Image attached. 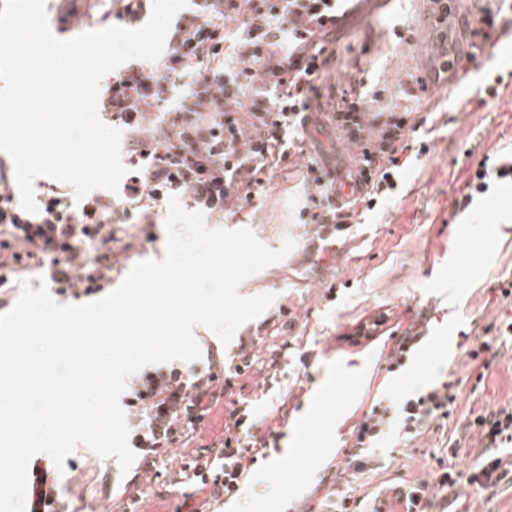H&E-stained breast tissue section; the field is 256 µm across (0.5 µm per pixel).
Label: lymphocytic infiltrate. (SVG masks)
Returning a JSON list of instances; mask_svg holds the SVG:
<instances>
[{
    "mask_svg": "<svg viewBox=\"0 0 512 512\" xmlns=\"http://www.w3.org/2000/svg\"><path fill=\"white\" fill-rule=\"evenodd\" d=\"M63 21H119L136 25L149 0H110L100 8L94 0H69ZM360 0H195L196 8L170 32L167 49L155 62L134 61L101 85L98 109L125 129L132 174L124 185L125 204L95 194L81 210H72L68 189L46 185L37 213H27L9 188L0 163V309L31 266L49 264L58 295L75 299L100 293L112 273L133 249L139 225L151 223L157 207L170 195H182L190 207L215 219L256 198L267 175L306 155L307 224H350L351 203L333 195L335 169L323 157L306 154L302 135L321 106L320 83L336 55V30L357 10ZM239 25L235 64L224 66V28ZM188 89L178 102L163 97V84ZM364 81L330 102V120L354 153L352 178L361 184L366 210L398 187L405 166L427 155V142L415 141L421 121L410 109L394 107L384 120L372 118ZM512 180V152L496 154L493 164H480L459 188L453 209L468 207L486 193L491 181ZM391 311L359 323L346 338L388 341L379 357L381 371L406 370L426 343L428 328L415 318L407 328L393 324ZM224 357L207 353L202 364L177 362L148 367L131 380L124 399L131 448L137 465L112 484V495L136 512L148 495L144 477L154 473L170 448L192 439L215 406L224 408V438L202 447L182 467L197 491L206 492L204 512H218L220 502L237 497L260 461L278 448L279 427L288 409L299 406L302 382L281 396L278 424L261 420L250 403L234 394L239 379L254 366L243 355L224 371ZM459 382L448 372L428 383H416L402 396L381 391L350 425L341 448L339 468L345 482H318L298 512H453L466 494L512 489V404L486 407L469 418L461 432L446 439L441 454L432 455L430 479H415L391 495L374 499L357 486L375 465L380 448L442 429L452 415ZM479 454L468 470L454 460L463 441Z\"/></svg>",
    "mask_w": 512,
    "mask_h": 512,
    "instance_id": "obj_1",
    "label": "lymphocytic infiltrate"
}]
</instances>
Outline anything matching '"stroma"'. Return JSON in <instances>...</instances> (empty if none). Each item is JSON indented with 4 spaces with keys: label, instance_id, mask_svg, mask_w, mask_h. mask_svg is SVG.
<instances>
[{
    "label": "stroma",
    "instance_id": "1",
    "mask_svg": "<svg viewBox=\"0 0 512 512\" xmlns=\"http://www.w3.org/2000/svg\"><path fill=\"white\" fill-rule=\"evenodd\" d=\"M432 7L433 0H371L336 33V59L327 82L342 87L364 79L377 94L376 112L407 106L427 118L432 130L430 153L404 170L393 198L363 212L337 252L315 256L309 251L312 227L299 217L306 204L299 164L268 178L261 194L242 210L207 221L211 228H251L273 249L288 235L296 246L239 288L245 296L275 294L262 316L241 326L225 348L205 327H195L198 343L223 348L228 362L246 344L260 362L287 341L310 354L305 365L295 359L283 362L268 391L258 392L252 377L240 379L241 397L268 419L276 418L280 397L292 381H303L309 403L290 409L278 453L259 465L228 512H285L320 479H334L328 464L340 446L343 423L377 372L376 345L356 346L341 335L383 310L398 316L408 309L424 312L430 335L455 336L464 330L472 341L489 340L499 351L481 388L463 382L449 426L486 405L512 400V337L489 330L495 317L512 312V298L498 306L489 301L502 278L512 279V185L492 184L466 211L449 212L447 223L437 221L440 206L487 151L512 149V67L497 57L488 61V69L503 81L498 98L485 105L479 104L477 92L462 98L444 84L420 90L419 78L440 61L436 29L428 18ZM165 241L164 222L145 227L114 272L113 284H120L136 263L163 259ZM328 288L334 289L333 298H325ZM314 400L319 408H311ZM301 415L309 417L311 429L298 448L294 425ZM223 435L224 408L219 405L201 423L189 448L173 449L171 461L160 466L159 478L149 484L146 512H195L202 496H173L168 476L180 469L188 449L212 445ZM438 444L433 433L405 447L377 451L378 468L365 492L429 478L424 455ZM118 471L115 458L78 448L56 473V492L62 501H74L77 512H97Z\"/></svg>",
    "mask_w": 512,
    "mask_h": 512
}]
</instances>
